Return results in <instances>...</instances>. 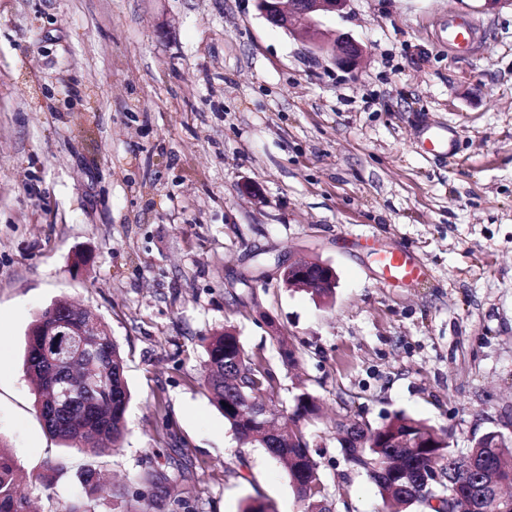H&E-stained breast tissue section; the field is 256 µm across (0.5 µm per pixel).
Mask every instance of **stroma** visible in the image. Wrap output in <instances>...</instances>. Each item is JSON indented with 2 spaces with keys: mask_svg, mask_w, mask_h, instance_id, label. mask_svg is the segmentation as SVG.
<instances>
[{
  "mask_svg": "<svg viewBox=\"0 0 512 512\" xmlns=\"http://www.w3.org/2000/svg\"><path fill=\"white\" fill-rule=\"evenodd\" d=\"M452 14L482 25L483 53L449 56ZM323 27L363 46L355 73L255 0H0V442L39 512H63L88 464L143 491L144 512L173 496L303 512L283 465L211 402L205 348L224 326L277 373L279 408L319 403L304 431L332 512L388 510L338 419L403 412L460 449L512 437V7L350 0ZM373 238L429 280L383 286ZM288 260L335 268L332 301L284 287ZM60 299L126 358L125 438L95 458L45 433L24 370L30 324Z\"/></svg>",
  "mask_w": 512,
  "mask_h": 512,
  "instance_id": "obj_1",
  "label": "stroma"
}]
</instances>
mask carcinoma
Instances as JSON below:
<instances>
[{"mask_svg": "<svg viewBox=\"0 0 512 512\" xmlns=\"http://www.w3.org/2000/svg\"><path fill=\"white\" fill-rule=\"evenodd\" d=\"M60 313V305L52 304L33 321L27 336L24 367L36 387L35 403L45 432L66 448L79 447L78 439H87L83 449L100 456L121 446L126 429V410L130 391L125 378V359L106 325L99 319L95 325L102 333L100 357L109 371L104 385L107 395L79 403L72 415L44 412L45 390L53 380V372L40 360L37 341L48 326V316ZM204 382L212 392V402L224 420L245 444L257 443L282 461L288 479L304 501L305 512H329L327 493L317 473L302 420L317 415V405L307 393L295 397L292 413L281 414L285 438L259 437L257 423L240 414L243 399L268 398L277 386V375L265 361L249 354L235 331L226 327L215 332L206 348ZM348 435L340 445L353 466L368 473L381 497L403 508L418 503L428 512H499L503 505L495 502L491 491L505 483L512 484V438L489 432L472 441L470 448L457 455L448 434L405 413L394 414L385 424L372 427L346 420ZM464 457L473 461L477 470L460 472L434 483L430 496L421 493V480L427 473L451 466ZM84 495L72 500L65 512H94L92 500L102 490L97 470L88 468L82 474ZM19 466L7 446L0 441V512H23L28 498L19 492Z\"/></svg>", "mask_w": 512, "mask_h": 512, "instance_id": "cac0c4a2", "label": "carcinoma"}]
</instances>
